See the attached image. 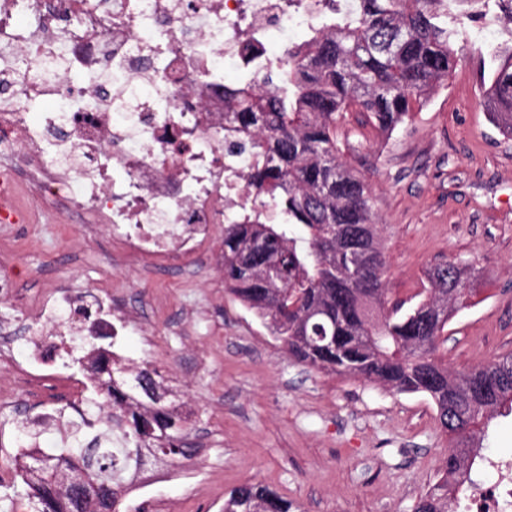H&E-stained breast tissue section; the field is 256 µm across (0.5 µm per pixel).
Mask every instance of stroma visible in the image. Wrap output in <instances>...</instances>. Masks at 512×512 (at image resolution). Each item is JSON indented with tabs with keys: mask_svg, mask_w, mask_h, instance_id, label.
Returning <instances> with one entry per match:
<instances>
[{
	"mask_svg": "<svg viewBox=\"0 0 512 512\" xmlns=\"http://www.w3.org/2000/svg\"><path fill=\"white\" fill-rule=\"evenodd\" d=\"M512 0L452 6L449 27L476 45H512ZM499 64L466 58L389 141L350 127L348 163L368 157L395 299L422 292L427 268L477 263L482 280L469 308L448 325L438 353L465 371L512 352V137L490 120L482 93ZM22 224H0V275L17 300H0V512H36L16 476L17 410L61 407L87 378L27 373L24 329L53 287L84 291L108 283L136 323L126 357L163 372L184 404L197 448L177 470L155 468L159 512H224V499L258 482L297 512H412L448 454L436 408L425 394L325 374L295 363L262 321L225 287L214 260L223 225L203 255L180 260L129 254L93 216L76 219L13 180Z\"/></svg>",
	"mask_w": 512,
	"mask_h": 512,
	"instance_id": "1",
	"label": "stroma"
}]
</instances>
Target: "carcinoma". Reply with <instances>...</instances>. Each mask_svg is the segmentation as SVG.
Wrapping results in <instances>:
<instances>
[{"label":"carcinoma","mask_w":512,"mask_h":512,"mask_svg":"<svg viewBox=\"0 0 512 512\" xmlns=\"http://www.w3.org/2000/svg\"><path fill=\"white\" fill-rule=\"evenodd\" d=\"M308 0L312 21L288 45L277 78L224 86L225 145L256 158L244 179L252 208L224 225V283L261 319L297 363L363 379L397 393H424L450 444L437 482L413 512H453L484 460L475 432L512 414V354L464 373L436 356L437 341L467 308L481 275L475 263L448 259L426 275V295L387 307L386 257L372 185L341 159L338 131L355 121L391 137L455 71L460 32L448 28L458 0ZM484 91V107L512 136V47ZM155 369L100 366L88 395L61 408V446L38 448L17 475L38 512H96L101 500L122 512L126 494L155 455L176 468L191 455L189 427L171 408ZM45 463L37 476L32 465ZM83 480L82 510L61 478ZM224 512H292L288 500L246 483Z\"/></svg>","instance_id":"carcinoma-1"}]
</instances>
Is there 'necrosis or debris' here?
<instances>
[{
    "label": "necrosis or debris",
    "mask_w": 512,
    "mask_h": 512,
    "mask_svg": "<svg viewBox=\"0 0 512 512\" xmlns=\"http://www.w3.org/2000/svg\"><path fill=\"white\" fill-rule=\"evenodd\" d=\"M307 22L295 0H0V156L130 253L191 255L250 206L253 159L224 152V64L249 77L247 41L277 60ZM111 303L107 283L54 290L24 343L28 365L41 369L47 335L69 325L89 339L88 364L119 360L95 342L125 326ZM487 468L495 478L466 512H512V457Z\"/></svg>",
    "instance_id": "4bbe7bcc"
}]
</instances>
